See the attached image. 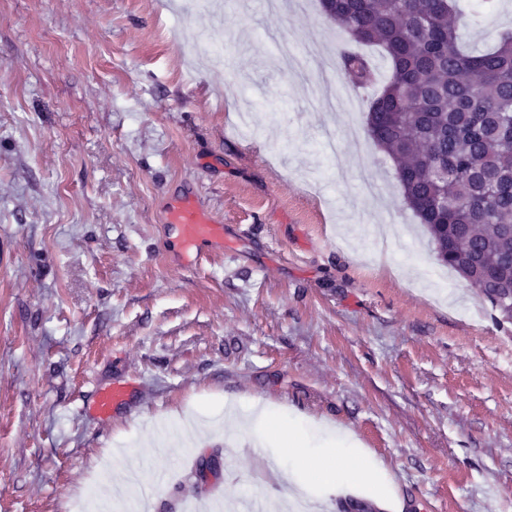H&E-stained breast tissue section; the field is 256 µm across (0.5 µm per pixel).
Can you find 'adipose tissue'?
I'll use <instances>...</instances> for the list:
<instances>
[{"label": "adipose tissue", "instance_id": "obj_1", "mask_svg": "<svg viewBox=\"0 0 512 512\" xmlns=\"http://www.w3.org/2000/svg\"><path fill=\"white\" fill-rule=\"evenodd\" d=\"M270 426L278 431L282 452L289 458L288 467L274 468L273 474L287 483L289 490L309 497L322 487L342 494L362 493L372 498L382 512H389L392 496L385 490L388 480L383 462L367 456L350 435L322 428L318 431L322 446L311 447L309 427L278 418L263 404L238 421L236 429L261 438Z\"/></svg>", "mask_w": 512, "mask_h": 512}]
</instances>
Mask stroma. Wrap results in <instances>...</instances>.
<instances>
[{"label":"stroma","instance_id":"stroma-1","mask_svg":"<svg viewBox=\"0 0 512 512\" xmlns=\"http://www.w3.org/2000/svg\"><path fill=\"white\" fill-rule=\"evenodd\" d=\"M214 2L0 0V512H75L116 449L168 424L174 451L138 471L163 486L155 512L281 499L277 436L259 454L225 426L257 400L352 433L397 512H512V320L458 274L441 293L395 272L441 264L393 161L348 135L367 98L307 104L275 61L327 39L340 89L341 48L381 83L380 50L329 28L318 0ZM462 3L464 43L512 28V0ZM180 185L230 244L186 267L164 223ZM387 212L403 235L377 250L370 218ZM114 385L133 395L100 417ZM132 394V388L129 386H112L98 392L94 410L103 417H110L112 412L125 405Z\"/></svg>","mask_w":512,"mask_h":512}]
</instances>
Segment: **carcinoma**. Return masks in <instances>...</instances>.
<instances>
[{
    "label": "carcinoma",
    "instance_id": "cac0c4a2",
    "mask_svg": "<svg viewBox=\"0 0 512 512\" xmlns=\"http://www.w3.org/2000/svg\"><path fill=\"white\" fill-rule=\"evenodd\" d=\"M325 22L383 49L388 78L366 134L396 163L405 204L438 258L497 304L512 259V30L463 48L458 0H336ZM358 84L369 62L341 53Z\"/></svg>",
    "mask_w": 512,
    "mask_h": 512
}]
</instances>
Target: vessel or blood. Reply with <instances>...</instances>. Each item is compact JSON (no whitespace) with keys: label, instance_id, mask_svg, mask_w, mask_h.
Returning <instances> with one entry per match:
<instances>
[{"label":"vessel or blood","instance_id":"vessel-or-blood-1","mask_svg":"<svg viewBox=\"0 0 512 512\" xmlns=\"http://www.w3.org/2000/svg\"><path fill=\"white\" fill-rule=\"evenodd\" d=\"M168 224L174 237L168 247L175 256L186 251L194 254H216L224 250V225L222 221L201 210L192 194L174 197L166 208ZM132 394L131 387L115 386L98 392L94 410L103 417L125 405Z\"/></svg>","mask_w":512,"mask_h":512}]
</instances>
